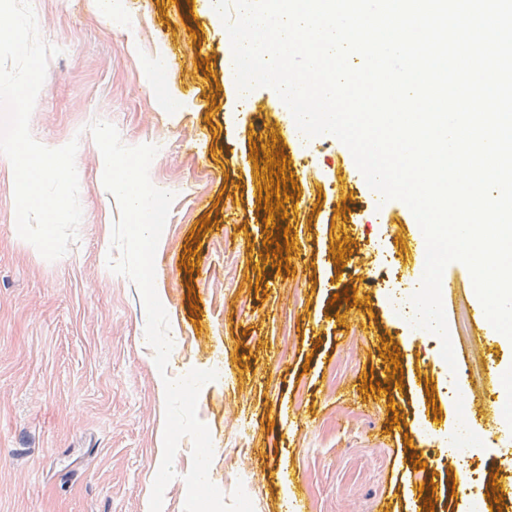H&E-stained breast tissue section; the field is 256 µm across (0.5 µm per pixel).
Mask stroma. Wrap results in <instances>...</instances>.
I'll use <instances>...</instances> for the list:
<instances>
[{"instance_id": "stroma-1", "label": "stroma", "mask_w": 512, "mask_h": 512, "mask_svg": "<svg viewBox=\"0 0 512 512\" xmlns=\"http://www.w3.org/2000/svg\"><path fill=\"white\" fill-rule=\"evenodd\" d=\"M32 5L42 38L62 53L49 61L30 130L50 148L78 140L83 218L67 253L46 261L17 234L13 169L0 156V512H149L165 401L139 291L106 267L119 211L87 130L96 120L113 123L125 145L159 148L150 180L175 195L155 255L179 330L167 373H217L197 414L214 448L209 478L224 495L247 484L254 512H294L300 485L303 512H378L381 499L393 512H493L487 463L512 461V410L499 406L492 375L512 377V340L475 326L481 302L468 268L444 270L454 373L440 339L392 306L394 288L420 284L412 211L380 202L335 137H304L271 89L239 94L229 36L204 0H122L110 16L90 0ZM159 52L178 65L154 75ZM169 90L183 111L161 108ZM275 160L294 180L277 190L289 205L285 252L270 241L275 212L259 202L273 190ZM344 197L353 248L371 268L362 310L333 300L344 280L332 258ZM433 413L434 432L407 443L403 425ZM462 422L472 447L449 461L482 483L462 492L443 478L429 503H410L408 484H423ZM191 464L186 437L163 512H183Z\"/></svg>"}]
</instances>
